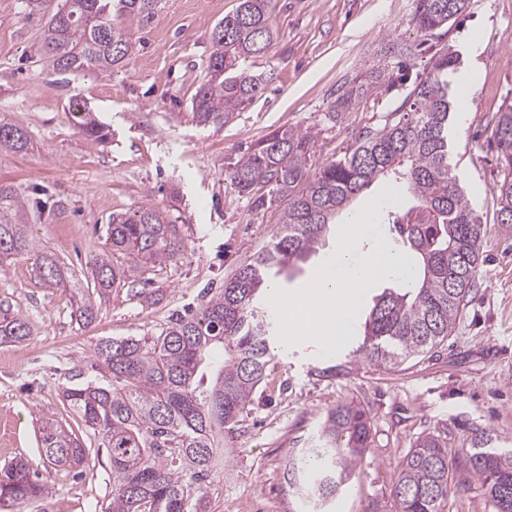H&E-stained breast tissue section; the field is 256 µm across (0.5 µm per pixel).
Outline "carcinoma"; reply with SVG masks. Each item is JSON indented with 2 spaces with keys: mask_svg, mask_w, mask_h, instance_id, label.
Returning <instances> with one entry per match:
<instances>
[{
  "mask_svg": "<svg viewBox=\"0 0 512 512\" xmlns=\"http://www.w3.org/2000/svg\"><path fill=\"white\" fill-rule=\"evenodd\" d=\"M158 0H62L46 22V59L60 73L112 71L132 53L124 16L148 19ZM271 0H239L211 33L207 77L192 101L203 126H222L248 108L264 90V79L241 68L242 61L264 53L276 30ZM467 0H418L412 22L418 32L434 31L461 16ZM458 61L438 49L427 74L415 82L398 108L400 116L363 135L344 156L314 162V135L279 128L242 152L229 171L241 196L277 214L271 242L240 265L224 288L198 309L171 316L150 338H108L99 342L91 367L68 374L61 397L85 428L101 440L112 468V497L104 512H194L198 488L183 481L187 466L200 478L224 447L232 428L264 381L277 321L259 298L272 277L294 275L298 263L317 251L337 216L364 191L385 179L396 195L374 206L377 223L393 224L395 244L411 265V288H388L375 296L363 334L354 336L350 355L395 369L451 336L474 294L477 268L489 224L472 206L450 162L448 127L454 109L448 72ZM352 85L328 108L336 121L360 97ZM82 133L101 139L91 112L74 113ZM493 140L504 179L499 185L495 226L512 232V106L495 113ZM27 132L0 119V147L22 151ZM268 192H262V189ZM19 202L0 186V261L36 248L26 225L13 224L7 211ZM110 250L127 256L118 267L105 255L92 268L94 292L103 297L115 283L136 284L147 268L178 258L185 244L167 212L144 204L132 214L112 216L107 225ZM42 278L62 283L50 255L39 265ZM71 315L85 327L97 318L90 295L72 294ZM29 321L0 302V343L27 342ZM224 350L215 374L206 361ZM45 458L62 471L78 468L88 452L74 432L45 421L39 428ZM323 443L310 449L308 495L325 501L341 491L369 448L372 424L362 406L338 404L323 426ZM490 429H470L459 448L433 433L416 439L398 466L391 497L396 512H448L455 492L475 491L493 512H512V450L492 447ZM48 487L28 461L11 462L0 479V505L32 503Z\"/></svg>",
  "mask_w": 512,
  "mask_h": 512,
  "instance_id": "carcinoma-1",
  "label": "carcinoma"
}]
</instances>
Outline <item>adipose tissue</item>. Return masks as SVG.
<instances>
[{
    "label": "adipose tissue",
    "mask_w": 512,
    "mask_h": 512,
    "mask_svg": "<svg viewBox=\"0 0 512 512\" xmlns=\"http://www.w3.org/2000/svg\"><path fill=\"white\" fill-rule=\"evenodd\" d=\"M375 226L369 212L352 217L334 251L320 272L305 287L292 294L272 289L271 302L283 325L281 358H290L301 341L314 340L335 348L349 335L351 319L363 292L387 275H407L402 257L386 245L362 251L363 241L372 238Z\"/></svg>",
    "instance_id": "ef3b65f1"
}]
</instances>
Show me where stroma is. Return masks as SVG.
<instances>
[{"label": "stroma", "mask_w": 512, "mask_h": 512, "mask_svg": "<svg viewBox=\"0 0 512 512\" xmlns=\"http://www.w3.org/2000/svg\"><path fill=\"white\" fill-rule=\"evenodd\" d=\"M239 0H161L150 20L130 16L135 43L109 73L61 74L41 49L40 14L24 0H0V118L23 126L27 150L0 149V185L22 201L12 221L32 227L38 248L63 262L71 279L92 285L112 215L144 203L168 212L185 252L147 272L152 301L113 288L87 328L71 318L69 289L41 280L36 256L0 267V300L34 328L24 344L0 345V469L28 460L49 493L22 512H104L112 474L106 452L64 408L69 369L89 366L102 337H150L176 311L197 306L207 288L230 278L275 230L274 211L256 210L228 179L248 146L280 127L315 135L314 159L340 157L393 117L407 91L391 87L396 48L423 39L411 22L416 0H273L277 33L247 68L269 78L264 93L221 127H202L192 99L206 74L210 35ZM479 69L475 89L452 85L468 111L454 120L450 160L468 198L495 220L502 174L491 118L512 105V0H469L451 30L430 37ZM365 89L337 123L326 113L346 83ZM94 112L103 140L80 133L72 113ZM477 292L453 336L431 352L387 370L337 349L301 343L289 360L271 356L266 378L202 481L200 512H395L390 488L398 464L424 433L459 443L465 428H492L512 448V236L491 231ZM362 405L372 443L338 495L318 501L288 482V462L321 444L328 411ZM74 427L88 447L83 467L55 472L37 437L45 420Z\"/></svg>", "instance_id": "1"}]
</instances>
